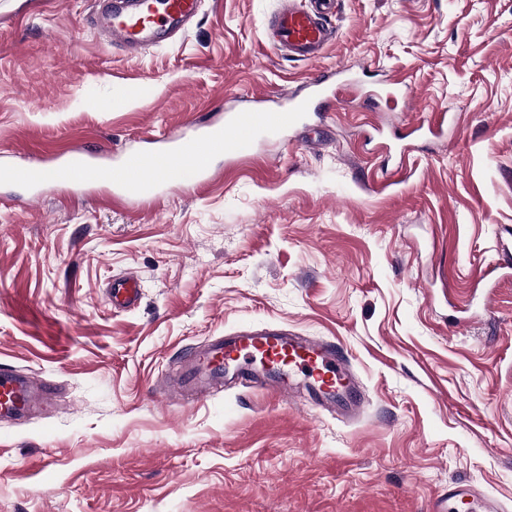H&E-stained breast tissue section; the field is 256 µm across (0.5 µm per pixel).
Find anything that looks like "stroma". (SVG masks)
Listing matches in <instances>:
<instances>
[{"instance_id": "35a3bbf8", "label": "stroma", "mask_w": 512, "mask_h": 512, "mask_svg": "<svg viewBox=\"0 0 512 512\" xmlns=\"http://www.w3.org/2000/svg\"><path fill=\"white\" fill-rule=\"evenodd\" d=\"M279 2L203 0L130 57L95 36L99 0H0V149L22 163L354 81L199 192L133 208L0 183V366L59 391L0 420V512H429L458 485L512 512V0H338L310 61L268 42ZM389 79L410 106L378 111ZM129 272L139 300L113 308ZM246 325L333 342L358 417L235 382L154 393Z\"/></svg>"}]
</instances>
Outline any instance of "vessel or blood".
Masks as SVG:
<instances>
[{
    "instance_id": "vessel-or-blood-1",
    "label": "vessel or blood",
    "mask_w": 512,
    "mask_h": 512,
    "mask_svg": "<svg viewBox=\"0 0 512 512\" xmlns=\"http://www.w3.org/2000/svg\"><path fill=\"white\" fill-rule=\"evenodd\" d=\"M200 0H114L95 21L98 38L129 54L174 40L192 24ZM336 0H282L272 19L273 43L289 56L312 60L333 41L329 20ZM335 77H320L305 91L281 94L278 104L252 101L250 109L224 117L191 121V134L149 138L145 147L118 153L111 163L99 164L86 150L72 148L56 165L5 164L0 179L28 187L57 180L79 187L105 184L113 201L143 202L170 184L205 186L211 179L209 160L220 155L235 162L249 153L257 138L276 135L306 119L315 102L331 98ZM112 294L124 304L138 300V279L115 280ZM233 379L250 383L278 396L310 390L316 404L335 403L345 417L358 413L362 400L346 358L332 344L266 327L214 339L190 357L170 385H158L157 394L176 391L192 400L206 398L214 385ZM19 371L0 367V417L37 408L46 397ZM432 512H502L497 501L468 486L450 488Z\"/></svg>"
}]
</instances>
